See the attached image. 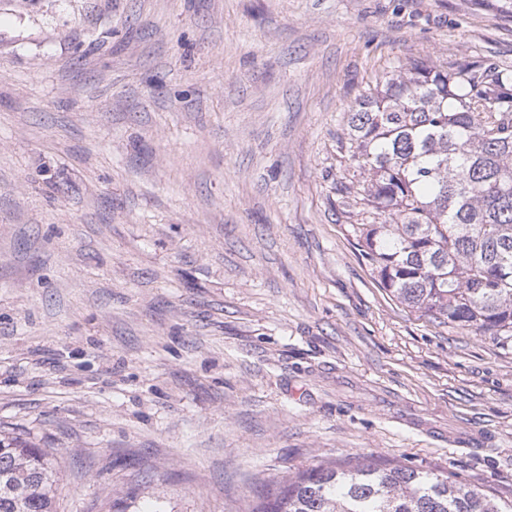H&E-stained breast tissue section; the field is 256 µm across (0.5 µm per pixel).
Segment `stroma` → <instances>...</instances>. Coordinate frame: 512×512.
<instances>
[{
	"mask_svg": "<svg viewBox=\"0 0 512 512\" xmlns=\"http://www.w3.org/2000/svg\"><path fill=\"white\" fill-rule=\"evenodd\" d=\"M501 0H0V433L56 512H251L370 455L512 499V340L381 288L340 185L410 60L512 69Z\"/></svg>",
	"mask_w": 512,
	"mask_h": 512,
	"instance_id": "1",
	"label": "stroma"
}]
</instances>
